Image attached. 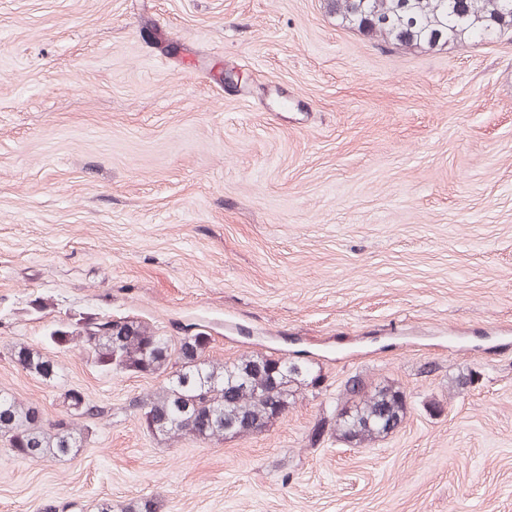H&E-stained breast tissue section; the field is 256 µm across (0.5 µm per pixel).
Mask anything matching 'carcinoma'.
<instances>
[{
    "label": "carcinoma",
    "mask_w": 512,
    "mask_h": 512,
    "mask_svg": "<svg viewBox=\"0 0 512 512\" xmlns=\"http://www.w3.org/2000/svg\"><path fill=\"white\" fill-rule=\"evenodd\" d=\"M327 9L340 25L385 43L438 50L475 39L492 40L512 30V0H327ZM132 336L112 331V319L80 316L50 333L57 346L75 343L102 370L156 374L163 381L134 400L133 407L164 421L154 432L170 439L190 435L185 418L197 411L212 414L211 424L195 435L216 443L261 433L273 426L295 402L298 383L320 380L308 366L280 357L241 356L231 363L195 354L202 332L174 341L149 324L124 321ZM12 356L22 368L44 380L58 376V366L40 350L18 345ZM66 412L45 423L37 408L0 394V439L23 448L31 460L67 456L82 447L88 429L77 426L81 417L104 410L85 402L83 394H65ZM407 394L383 380L353 378L331 418L325 421L336 439L367 447L395 433L404 423Z\"/></svg>",
    "instance_id": "carcinoma-1"
}]
</instances>
